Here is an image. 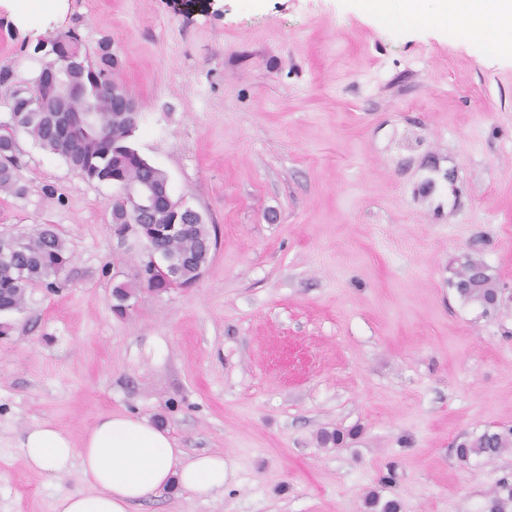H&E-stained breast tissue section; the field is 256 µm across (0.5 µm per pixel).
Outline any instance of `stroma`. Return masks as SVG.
<instances>
[{
    "instance_id": "obj_1",
    "label": "stroma",
    "mask_w": 512,
    "mask_h": 512,
    "mask_svg": "<svg viewBox=\"0 0 512 512\" xmlns=\"http://www.w3.org/2000/svg\"><path fill=\"white\" fill-rule=\"evenodd\" d=\"M0 8V121L37 45L112 40L146 119L139 152L216 227L197 282L113 287L143 253L109 229L115 190L19 135L24 195L0 234L56 225L66 285L31 292L0 335V512H53L76 475L31 473L41 422L81 442L127 412L187 454H223V489L179 488L133 512H483L512 448L458 458L512 427V34L439 29L400 0H64ZM484 263L488 313L453 283ZM340 431L341 443H323ZM512 446V428L507 430L486 429L481 434L461 441L457 454L461 457L484 456L494 458Z\"/></svg>"
}]
</instances>
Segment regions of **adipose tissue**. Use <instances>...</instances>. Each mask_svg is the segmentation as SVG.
Here are the masks:
<instances>
[{"instance_id": "1", "label": "adipose tissue", "mask_w": 512, "mask_h": 512, "mask_svg": "<svg viewBox=\"0 0 512 512\" xmlns=\"http://www.w3.org/2000/svg\"><path fill=\"white\" fill-rule=\"evenodd\" d=\"M408 14L429 13L439 28L474 22L494 41L512 32V0H402ZM27 468L39 475L77 473L80 488L58 496L54 512H132L172 485L196 493L223 488V455L186 456L164 429L138 417L110 412L98 418L80 444L49 422L27 429L20 442Z\"/></svg>"}]
</instances>
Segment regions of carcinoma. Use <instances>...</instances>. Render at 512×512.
Returning <instances> with one entry per match:
<instances>
[{"mask_svg": "<svg viewBox=\"0 0 512 512\" xmlns=\"http://www.w3.org/2000/svg\"><path fill=\"white\" fill-rule=\"evenodd\" d=\"M86 73L94 75L87 98L92 100L99 133L92 137L60 130L58 101L48 93L41 77L32 84L18 85L13 90V106L9 120L0 124V191L20 195L14 169L18 162L16 134L25 133L34 144L48 150L85 179L110 184L119 189L112 202L111 227L122 224L139 225V236L150 252L158 251L168 258L164 271L153 275L136 270L134 284L119 283L113 294L123 298L137 296V289L162 292L172 284L191 285L208 264L216 236L210 225L191 214L175 217L168 198L160 189L166 173L143 158L132 143L128 115L123 110L132 101L126 85L115 74L112 56H98L92 65L83 60ZM150 189L157 196L148 222L140 217L125 192ZM183 225L179 234L159 237L154 226L158 224ZM72 259L66 240L51 224H41L30 233L9 236L0 242V314L20 311L30 292L38 287H60V275ZM459 281L465 287L456 289L459 297L487 312L497 307L501 289L488 273L487 267L468 260L463 263ZM512 446V428L487 429L481 434L461 441L457 454L461 457L484 456L494 458ZM512 508V481L503 480L491 495L485 512H509Z\"/></svg>", "mask_w": 512, "mask_h": 512, "instance_id": "obj_1", "label": "carcinoma"}]
</instances>
